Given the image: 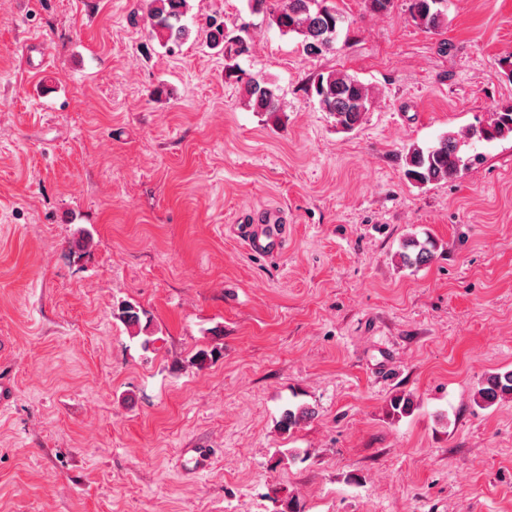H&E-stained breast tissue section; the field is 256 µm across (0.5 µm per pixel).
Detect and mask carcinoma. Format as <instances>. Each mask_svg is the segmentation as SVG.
Segmentation results:
<instances>
[{"mask_svg": "<svg viewBox=\"0 0 512 512\" xmlns=\"http://www.w3.org/2000/svg\"><path fill=\"white\" fill-rule=\"evenodd\" d=\"M447 0H409L412 21L427 31H438L447 25ZM253 13L268 15L270 24L283 35H295L300 39L303 52L310 57L323 56L334 49L337 35L347 21L344 13L331 0H248ZM189 0H149L147 24L149 35L159 45L170 50L186 40L190 30L184 23L189 11ZM210 42L229 59L246 55L251 43L246 27L232 34L224 21L212 17L209 20ZM227 77L235 78L244 91V105L253 112L274 115L280 111L275 87L264 80L240 75V70L229 66ZM307 93L316 98L322 111L328 113L337 127L350 132L361 126L374 103L371 88L356 77L341 70H329L318 74L309 84ZM512 137V105L495 108L488 119L468 128L463 133H446L433 146L410 145L404 155L405 176L419 185L437 184L456 178L466 162L460 154L464 139L492 141ZM434 242L411 238L400 253L406 267L418 268L429 264L434 257ZM139 306L126 302L118 306L115 317L134 336L145 327L141 322ZM512 398V370L488 375L477 391V403L489 407L501 400ZM304 406L286 409L279 427L289 432L311 416Z\"/></svg>", "mask_w": 512, "mask_h": 512, "instance_id": "1", "label": "carcinoma"}]
</instances>
